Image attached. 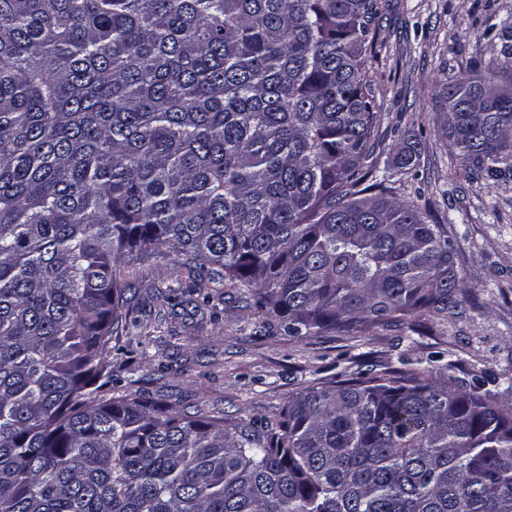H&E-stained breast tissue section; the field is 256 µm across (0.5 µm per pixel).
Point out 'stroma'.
Here are the masks:
<instances>
[{
    "instance_id": "stroma-1",
    "label": "stroma",
    "mask_w": 512,
    "mask_h": 512,
    "mask_svg": "<svg viewBox=\"0 0 512 512\" xmlns=\"http://www.w3.org/2000/svg\"><path fill=\"white\" fill-rule=\"evenodd\" d=\"M506 44L512 0H383L369 60L380 107L376 173L390 197L447 226L468 279L458 316L425 319L417 333L400 325L358 338L292 337L265 325L239 292L204 297L179 288L162 297L158 289L180 259L168 248L145 263L133 287L127 330L112 353L115 388L135 380L154 399L262 424L302 389L351 377L364 358L437 380L512 376V175L470 179L435 112L450 77ZM409 144L420 155L397 170Z\"/></svg>"
}]
</instances>
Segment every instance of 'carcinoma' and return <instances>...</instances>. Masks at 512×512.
I'll use <instances>...</instances> for the list:
<instances>
[{"label": "carcinoma", "mask_w": 512, "mask_h": 512, "mask_svg": "<svg viewBox=\"0 0 512 512\" xmlns=\"http://www.w3.org/2000/svg\"><path fill=\"white\" fill-rule=\"evenodd\" d=\"M377 0H0V512H512V403L377 369L262 429L112 395L139 265L249 288L290 336L458 315L443 224L385 196ZM512 172V53L437 101Z\"/></svg>", "instance_id": "cac0c4a2"}]
</instances>
